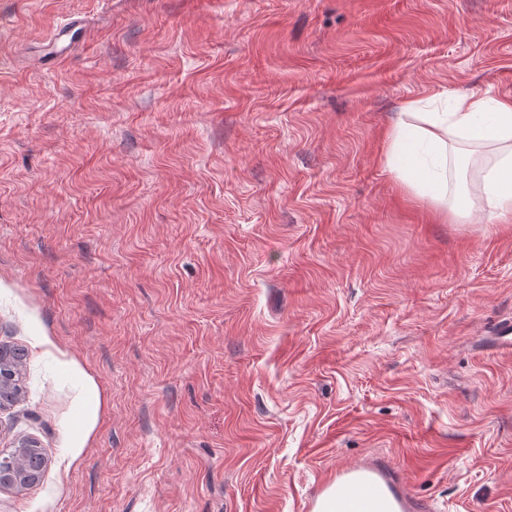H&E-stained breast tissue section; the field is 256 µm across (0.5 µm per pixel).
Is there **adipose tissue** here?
Returning a JSON list of instances; mask_svg holds the SVG:
<instances>
[{"label":"adipose tissue","instance_id":"adipose-tissue-1","mask_svg":"<svg viewBox=\"0 0 512 512\" xmlns=\"http://www.w3.org/2000/svg\"><path fill=\"white\" fill-rule=\"evenodd\" d=\"M493 144L496 160L487 170L486 205L491 218L512 222V99L490 93L463 94L453 98L448 112L422 111L418 102L404 104L391 128V147L386 168L417 192L447 206L452 171L457 156L456 140ZM452 206V205H449ZM455 215L471 216L473 201L452 206ZM326 512H398L380 487L352 491L332 499Z\"/></svg>","mask_w":512,"mask_h":512}]
</instances>
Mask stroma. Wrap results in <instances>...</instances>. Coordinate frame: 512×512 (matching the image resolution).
Instances as JSON below:
<instances>
[{"instance_id":"35a3bbf8","label":"stroma","mask_w":512,"mask_h":512,"mask_svg":"<svg viewBox=\"0 0 512 512\" xmlns=\"http://www.w3.org/2000/svg\"><path fill=\"white\" fill-rule=\"evenodd\" d=\"M487 89L512 0H0V449L46 457L0 512H309L366 458L512 512V223L384 166L406 102ZM4 350L11 353L13 357L17 356V354H23L22 356L24 359L20 361L16 365H11L10 367H7V369L10 377H14L12 381L7 383V390L6 394L8 397H10V400L8 403L13 404L15 402H19L22 399L23 391L19 383V376L21 375L23 371L24 364H26V353L25 350L22 348H12L5 346Z\"/></svg>"}]
</instances>
